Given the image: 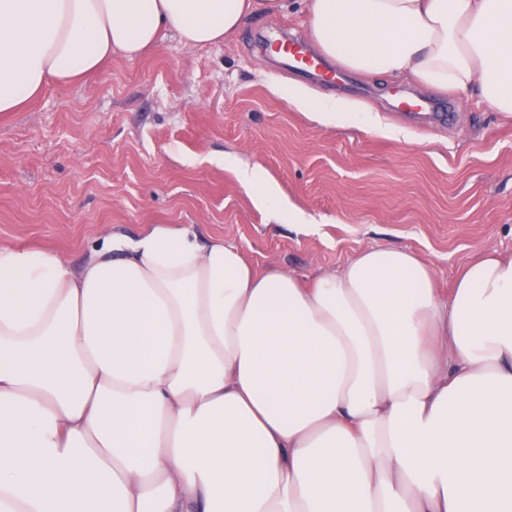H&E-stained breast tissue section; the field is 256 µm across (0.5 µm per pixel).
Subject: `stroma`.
Returning a JSON list of instances; mask_svg holds the SVG:
<instances>
[{"label": "stroma", "instance_id": "35a3bbf8", "mask_svg": "<svg viewBox=\"0 0 512 512\" xmlns=\"http://www.w3.org/2000/svg\"><path fill=\"white\" fill-rule=\"evenodd\" d=\"M307 38L304 18L254 15L232 40L190 46L167 34L138 59L113 55L76 84L53 83L0 115V245L47 248L71 267L109 234L188 224L238 246L258 271L303 282L373 245L407 248L448 293L477 249L512 258V122L474 93L337 68L304 83L254 47ZM306 84L409 131L393 138L324 126L273 95ZM450 105V124L402 109L407 93ZM257 168L308 220L275 222L238 177Z\"/></svg>", "mask_w": 512, "mask_h": 512}]
</instances>
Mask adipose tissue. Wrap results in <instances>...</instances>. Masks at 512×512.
Returning <instances> with one entry per match:
<instances>
[{
	"label": "adipose tissue",
	"mask_w": 512,
	"mask_h": 512,
	"mask_svg": "<svg viewBox=\"0 0 512 512\" xmlns=\"http://www.w3.org/2000/svg\"><path fill=\"white\" fill-rule=\"evenodd\" d=\"M295 3L349 71L473 89L512 119V0H0V113L164 33L217 44ZM436 279L375 246L304 286L174 224L76 268L0 246V512H512V260L480 252L446 296Z\"/></svg>",
	"instance_id": "1"
}]
</instances>
